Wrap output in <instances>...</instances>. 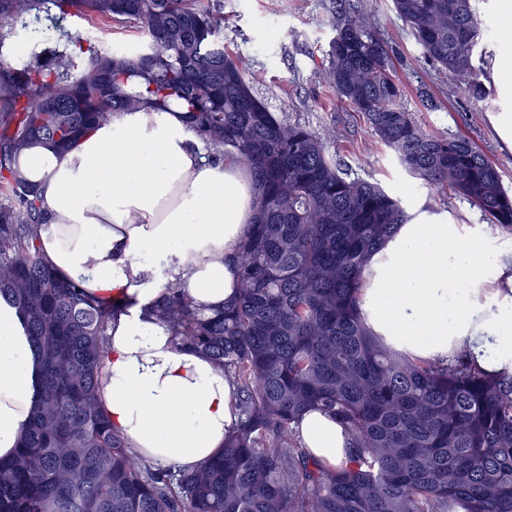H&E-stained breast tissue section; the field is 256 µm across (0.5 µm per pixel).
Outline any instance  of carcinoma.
Listing matches in <instances>:
<instances>
[{
    "mask_svg": "<svg viewBox=\"0 0 512 512\" xmlns=\"http://www.w3.org/2000/svg\"><path fill=\"white\" fill-rule=\"evenodd\" d=\"M479 0H392L422 59L482 99L495 48ZM139 25L134 51L110 29L83 46L61 25L71 9ZM53 23L49 40L41 17ZM323 67L409 174L467 200L512 236V191L463 136L425 132L403 106L387 43L364 17L336 10ZM224 17L202 0H0V297L17 307L37 358L34 405L17 454L0 459V512H512V378L462 350L431 362L388 350L360 306L368 257L397 225L402 201L351 176L320 133L258 94L247 60L224 50ZM29 51L17 56L12 40ZM184 112L208 155L248 168L259 215L233 249L236 300L205 315L177 282L154 306L185 348L237 390L238 422L222 451L190 471L153 468L112 428L98 398L106 329L123 306L87 296L41 256L37 193L20 153H61L123 112ZM349 433L348 466L300 439L309 409Z\"/></svg>",
    "mask_w": 512,
    "mask_h": 512,
    "instance_id": "carcinoma-1",
    "label": "carcinoma"
}]
</instances>
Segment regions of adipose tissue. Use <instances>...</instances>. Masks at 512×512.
<instances>
[{
    "mask_svg": "<svg viewBox=\"0 0 512 512\" xmlns=\"http://www.w3.org/2000/svg\"><path fill=\"white\" fill-rule=\"evenodd\" d=\"M17 166L41 197L45 261L124 306L101 368L113 428L155 464L191 469L216 455L238 421L235 388L149 310L170 281L207 314L237 297L232 250L258 213L248 170L208 160L180 112H124L66 153L33 144ZM361 315L396 353L466 348L482 370L512 374V257L489 260L460 225H399L369 259ZM34 369L18 312L0 299V458L30 416ZM298 430L316 457L348 464L351 440L331 415L308 412Z\"/></svg>",
    "mask_w": 512,
    "mask_h": 512,
    "instance_id": "adipose-tissue-1",
    "label": "adipose tissue"
}]
</instances>
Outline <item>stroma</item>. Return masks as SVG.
I'll list each match as a JSON object with an SVG mask.
<instances>
[{
  "label": "stroma",
  "mask_w": 512,
  "mask_h": 512,
  "mask_svg": "<svg viewBox=\"0 0 512 512\" xmlns=\"http://www.w3.org/2000/svg\"><path fill=\"white\" fill-rule=\"evenodd\" d=\"M222 5L224 44L260 73L275 89L271 104L289 120L315 131L331 126V145L338 159L359 178L380 183L399 196L418 224H463L478 236L482 249L512 256V238L487 232L481 213L466 200L443 195L407 174L394 154L381 145L368 125L339 102L321 75L328 42L333 35L331 0H210ZM352 11L367 14L373 30L394 49L396 77L402 83L404 105L421 126L438 135H464L494 162L512 188V146L498 136L495 118L512 114V78H502L492 62L484 84L485 100L472 99L463 80L448 79L426 64L410 30L398 20L391 0H346ZM428 86L437 106L424 107L417 97Z\"/></svg>",
  "instance_id": "35a3bbf8"
}]
</instances>
